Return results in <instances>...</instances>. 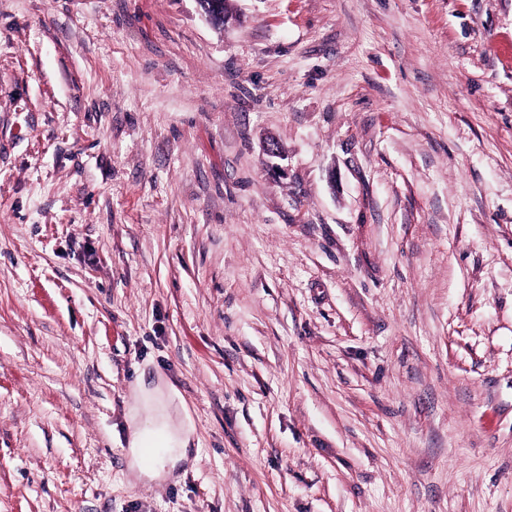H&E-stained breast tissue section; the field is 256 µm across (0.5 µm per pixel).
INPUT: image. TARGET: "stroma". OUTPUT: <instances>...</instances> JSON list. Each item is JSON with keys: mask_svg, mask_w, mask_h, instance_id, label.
<instances>
[{"mask_svg": "<svg viewBox=\"0 0 512 512\" xmlns=\"http://www.w3.org/2000/svg\"><path fill=\"white\" fill-rule=\"evenodd\" d=\"M231 5L0 0V512H512V0ZM172 397L171 393L160 388L140 390L138 405L132 411L127 441L131 464L149 478L168 475L185 457L190 443L192 429L175 416ZM150 444L165 448V451L154 464L145 465L143 448ZM158 448H149L148 457H154Z\"/></svg>", "mask_w": 512, "mask_h": 512, "instance_id": "1", "label": "stroma"}]
</instances>
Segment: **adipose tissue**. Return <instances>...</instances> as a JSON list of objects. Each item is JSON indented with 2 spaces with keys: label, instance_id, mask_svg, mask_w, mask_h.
Masks as SVG:
<instances>
[{
  "label": "adipose tissue",
  "instance_id": "obj_1",
  "mask_svg": "<svg viewBox=\"0 0 512 512\" xmlns=\"http://www.w3.org/2000/svg\"><path fill=\"white\" fill-rule=\"evenodd\" d=\"M192 429L178 420L172 407V395L162 389L143 390L132 411L127 446L133 467L149 478L168 475L184 458ZM157 445L163 453L154 464H144L143 450Z\"/></svg>",
  "mask_w": 512,
  "mask_h": 512
}]
</instances>
